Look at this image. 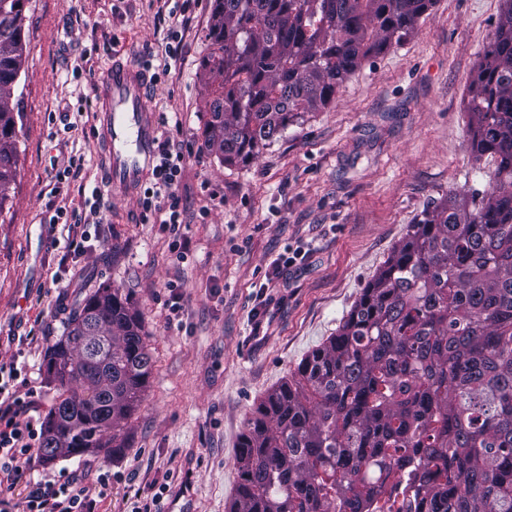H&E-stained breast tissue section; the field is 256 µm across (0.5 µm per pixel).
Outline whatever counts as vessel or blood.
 Instances as JSON below:
<instances>
[{"label":"vessel or blood","instance_id":"b4317fda","mask_svg":"<svg viewBox=\"0 0 512 512\" xmlns=\"http://www.w3.org/2000/svg\"><path fill=\"white\" fill-rule=\"evenodd\" d=\"M149 72L131 59L114 57L96 86V140L106 147L105 164L112 187L136 194L150 177L158 117L146 103Z\"/></svg>","mask_w":512,"mask_h":512}]
</instances>
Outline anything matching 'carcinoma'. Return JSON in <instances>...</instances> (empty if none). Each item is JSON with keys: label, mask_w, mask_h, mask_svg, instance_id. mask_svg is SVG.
Here are the masks:
<instances>
[{"label": "carcinoma", "mask_w": 512, "mask_h": 512, "mask_svg": "<svg viewBox=\"0 0 512 512\" xmlns=\"http://www.w3.org/2000/svg\"><path fill=\"white\" fill-rule=\"evenodd\" d=\"M28 0H0V212L18 160L14 94ZM436 0H214L204 62L218 85L204 143L246 165L288 126L336 98L364 61L413 31ZM471 149L499 187L449 196L410 225L336 334L246 422L229 512H371L377 473H412L420 512H512V0L469 86ZM104 361L88 365L91 342ZM120 289L69 313L49 348L58 396L40 454L121 452L152 369Z\"/></svg>", "instance_id": "carcinoma-1"}]
</instances>
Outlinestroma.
Here are the masks:
<instances>
[{
    "label": "stroma",
    "mask_w": 512,
    "mask_h": 512,
    "mask_svg": "<svg viewBox=\"0 0 512 512\" xmlns=\"http://www.w3.org/2000/svg\"><path fill=\"white\" fill-rule=\"evenodd\" d=\"M176 64L166 55L170 0H30L26 52L11 100L23 114L17 176L0 222V360L26 381L15 395L45 421L58 395L43 362L73 304L97 288L127 295L148 334L152 372L113 459L34 457L27 474L76 473L112 490L96 512H131L166 485L159 512H227L244 423L265 394L294 377L429 207L457 194L481 200L497 185L491 157L469 148L468 89L504 0H436L415 29L352 74L335 101L306 115L248 165L228 166L203 143L214 88L201 64L213 0H179ZM170 65L148 106L158 138L185 149L178 193L186 262L169 234L144 222L137 199L111 190L83 253L50 224L57 207L83 210L103 180L92 136L95 93L73 69L101 73L113 56ZM82 169L57 180L68 157ZM211 213L199 219L201 206ZM303 259L273 287L265 274L288 251ZM180 280L169 320L166 284Z\"/></svg>",
    "instance_id": "35a3bbf8"
}]
</instances>
